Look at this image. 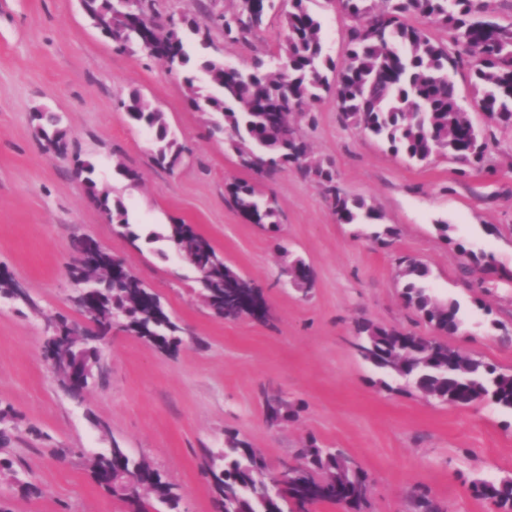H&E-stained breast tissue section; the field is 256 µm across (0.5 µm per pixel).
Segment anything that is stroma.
<instances>
[{"instance_id": "1", "label": "stroma", "mask_w": 512, "mask_h": 512, "mask_svg": "<svg viewBox=\"0 0 512 512\" xmlns=\"http://www.w3.org/2000/svg\"><path fill=\"white\" fill-rule=\"evenodd\" d=\"M308 5L328 53L342 59L346 20L331 0ZM288 8L275 0L252 46L223 45L224 63L246 69L256 52L275 51ZM454 81L461 105L491 134L486 169L466 176L443 157L422 164L392 152L344 122L331 96L298 120L312 157L332 161L340 188L393 229L381 243L370 226L337 223L316 184L293 166L264 176L243 168L190 106L181 74L116 51L79 0H0V271L34 301L0 296V408L14 413L6 423L14 466L41 490L26 496L0 475V512H127L88 471L91 454L115 444L178 486L180 512H213L206 460L223 451L230 431L274 472L311 437L341 450L368 474L373 512H416L417 493L440 512H494L470 484L512 478V413L487 401L454 406L385 389L382 371L353 347L361 318L433 335L401 299V261L416 258L429 271L430 292L460 305L463 323L449 345L512 372V127L485 117L467 71ZM133 91L165 112L183 145L175 169L157 166L151 134L130 125L121 102ZM39 109L59 117L66 155L45 152L36 139ZM78 158L122 198L133 236L88 197ZM119 162L138 182L116 173ZM241 180L277 209L278 226L249 223L232 206L228 189ZM175 222L193 225L263 289L268 320L212 314L196 271L159 238ZM443 222L448 232L439 231ZM83 235L124 258L186 332L166 353L113 329L100 344L99 370L75 398L42 346L49 317H79L68 268L72 242ZM466 248L493 255L497 273H467ZM296 259L314 271L311 290L289 280ZM268 393L287 401L288 420L266 422Z\"/></svg>"}]
</instances>
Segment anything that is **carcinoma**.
<instances>
[{"mask_svg":"<svg viewBox=\"0 0 512 512\" xmlns=\"http://www.w3.org/2000/svg\"><path fill=\"white\" fill-rule=\"evenodd\" d=\"M82 2L87 16L104 30L116 50L134 49L144 41V54L165 61L168 51L176 49L180 53L178 72L183 75L190 105L210 115L213 131L227 134L226 142L241 164L259 175L283 165L294 166L321 189L340 224L373 225L380 216L364 199L341 192L332 163L310 156L294 115L323 95L334 98L344 120L394 152L417 162L446 155L462 175L484 169L487 145L483 130L460 105L450 72L470 66L483 110L496 122L512 125V25L498 22L501 0H332L351 21L340 64L327 52L322 23L308 8V0H288L282 42L276 51L255 56L246 72L225 67L210 45L220 36L230 43L250 42L264 24L273 0H235L232 10L222 13L216 10L217 0H197V15L172 11L165 21L160 18L159 0H143L136 16L113 0ZM409 15H419L444 29L448 39L431 38L407 22ZM123 106L132 124L152 132L156 164L173 169L183 146L172 135L165 114L136 91ZM34 119L43 149L66 153L59 118L37 112ZM93 172L91 163L76 160V173L84 176L86 192L110 221L130 229L122 201L99 189L89 177ZM230 195L245 220L278 223L276 209L259 201L254 185L235 183ZM166 238L192 265L210 259L201 297L216 316L236 319L241 294L265 302L259 287L240 285L239 274L191 225H168ZM89 241L88 236L74 240L77 259L70 278L74 282L90 276L99 279L94 302L96 334L104 336L112 330L111 314L117 312L124 314L122 330L164 351L177 349L184 328L139 277L112 275L120 256L100 245L96 265H84ZM288 274L301 288L315 281L313 270L302 260L289 264ZM427 276L422 263L405 260L400 271L404 280L401 297L438 332L453 334L461 324L460 307L432 295L425 286ZM50 324L58 335L45 338L44 358L60 385L79 397L99 363L97 350L84 343L81 325L68 316L57 314ZM354 332L369 345V363L386 374L410 375L424 396L455 406L489 400L512 412V373L501 372L435 336H415L365 319L355 322ZM285 408L282 397H265L267 422H278ZM10 442L11 435L0 429V472L15 480L20 472L9 458ZM222 459L223 467L208 469L215 512H305L308 506L324 501L342 506L345 512H369L366 473L349 466L343 452L320 448L313 439L300 449L296 463L283 466L278 480L271 478L259 451L235 433L226 436ZM89 473L101 489L122 495L132 512H149L146 494L169 512L179 508L177 486L148 460L136 459L115 444L90 458ZM128 483L133 484L132 491L121 494ZM472 489L498 512H512V478L490 485L475 481Z\"/></svg>","mask_w":512,"mask_h":512,"instance_id":"cac0c4a2","label":"carcinoma"}]
</instances>
